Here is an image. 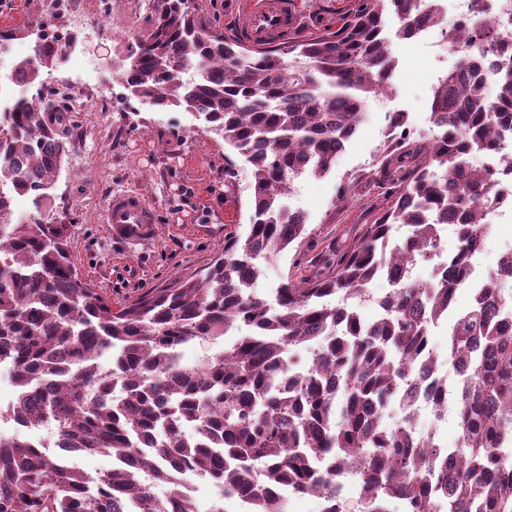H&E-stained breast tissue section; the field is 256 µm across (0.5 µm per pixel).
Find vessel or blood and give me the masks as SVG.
<instances>
[{"label": "vessel or blood", "mask_w": 512, "mask_h": 512, "mask_svg": "<svg viewBox=\"0 0 512 512\" xmlns=\"http://www.w3.org/2000/svg\"><path fill=\"white\" fill-rule=\"evenodd\" d=\"M237 37L267 44L272 38H288L300 28L297 0H235ZM103 221L113 237L129 242L146 239L158 222L154 202L137 190L118 193L108 202Z\"/></svg>", "instance_id": "1"}]
</instances>
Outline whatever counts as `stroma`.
<instances>
[{"instance_id": "35a3bbf8", "label": "stroma", "mask_w": 512, "mask_h": 512, "mask_svg": "<svg viewBox=\"0 0 512 512\" xmlns=\"http://www.w3.org/2000/svg\"><path fill=\"white\" fill-rule=\"evenodd\" d=\"M62 5V10L49 12L44 0H0V39L14 49L0 66V86L12 87V74L26 48L41 37L61 36L66 54L42 69L21 96L51 102L53 110L67 115L69 134L53 190L54 215L69 226L71 250L83 277L121 303L194 277L223 254L226 240L244 238L253 171L196 114L156 109L130 97L124 87L119 66L148 26L157 0H62ZM76 14L84 20L79 31L71 22ZM391 53L397 60L393 104L407 112L413 139H430L434 87L452 69L454 57L396 38ZM77 71L93 101L72 111L53 95ZM385 110V104L370 100L364 122L332 172L295 182L288 201L305 212L307 230L263 262L258 294L272 296L290 278L326 277L337 254L385 208L384 190L371 179L384 139ZM346 183L350 200L337 202ZM126 189L152 199L159 214L154 235L136 244L112 238L102 222L108 199Z\"/></svg>"}]
</instances>
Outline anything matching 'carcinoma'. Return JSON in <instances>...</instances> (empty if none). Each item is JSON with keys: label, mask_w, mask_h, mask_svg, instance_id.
<instances>
[{"label": "carcinoma", "mask_w": 512, "mask_h": 512, "mask_svg": "<svg viewBox=\"0 0 512 512\" xmlns=\"http://www.w3.org/2000/svg\"><path fill=\"white\" fill-rule=\"evenodd\" d=\"M187 2L161 0L123 78L160 110L199 113L253 169L248 234L201 278L115 306L90 287L67 225L42 207L65 153L57 118L30 102L0 112V217L15 196L36 208L0 224V363L12 367L17 416L53 427L60 448L0 436V512H125L130 498L145 512H198L178 471L230 490L244 512H285L275 497L283 485L328 500L325 512H392L389 501L399 512H512V251L492 280L464 284L486 213L504 195L470 157L502 156L512 132V39L476 15L448 32L462 59L434 92L436 134L423 143L387 127L377 160L385 211L329 276L289 279L269 300L254 291L256 260L306 232L284 197L302 176L328 173L369 100L390 91L387 17L404 39L439 14L435 0H355L336 26L292 39L284 55L212 32ZM45 57L56 55L42 49L14 76L34 81ZM441 224L455 225L457 244L426 289L407 268L436 249ZM380 278L394 288L375 320L332 302L366 295ZM464 289L469 304L448 333V359L461 369L450 392L427 342ZM235 325L244 331L224 343ZM317 337L299 367L292 352ZM189 341L210 350L192 366L174 360ZM423 394L456 414V447L418 439ZM393 403L402 418L391 429L382 413ZM70 453L108 455L112 469L88 486ZM351 464L363 494L340 506L331 484Z\"/></svg>", "instance_id": "1"}]
</instances>
